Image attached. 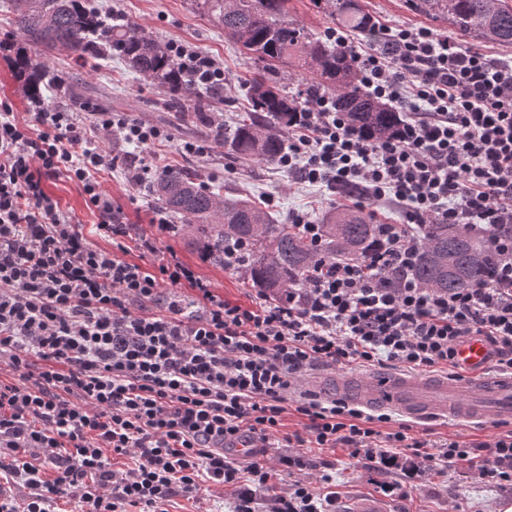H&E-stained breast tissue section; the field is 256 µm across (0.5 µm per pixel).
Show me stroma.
Wrapping results in <instances>:
<instances>
[{
    "label": "stroma",
    "instance_id": "stroma-1",
    "mask_svg": "<svg viewBox=\"0 0 512 512\" xmlns=\"http://www.w3.org/2000/svg\"><path fill=\"white\" fill-rule=\"evenodd\" d=\"M103 11L113 12L146 27L161 43H177L224 65V88L215 105L222 113L226 127H235L248 109L246 82L262 73L264 64L255 56L243 54L237 44L225 36L221 26L193 10L187 0H97ZM363 7L373 19L393 26L421 25L439 34H451L448 22L437 21L410 10L406 0H362ZM288 17L303 25L310 33L324 36L333 27L331 8L327 0H290ZM17 31L9 15L0 7V103L12 108L19 121L31 119L30 101L14 78L11 57L12 43ZM55 73H79L88 86L90 98L108 93L113 111L163 129L166 140L148 146L125 144L101 137L102 149L118 155L119 162L112 172L101 174L99 182L115 205L123 208L133 233L155 237L156 251L140 252L130 249L128 257L147 268H155L170 256L207 280L215 291L232 303L249 305L255 292L248 288L240 273L224 270L202 259L195 243L184 236L171 237L160 232L150 218L156 207L145 187L128 179L129 164L158 156L170 165H187L201 183L223 181L228 193L251 198L259 203H271L272 212L280 221H287L290 212L307 213L310 220L320 222L323 214L342 205L340 194L318 187H297L288 174L273 165L243 162L234 159L224 147L193 119L176 123L163 106V93L155 85L136 78L120 60L104 62L99 69L77 60L73 55L56 50L49 55ZM206 147V154L186 152V145ZM46 192L56 198L61 208L79 222L80 229L91 242L102 249H111L110 239L98 237L93 213L80 183L59 177L47 180ZM512 430L507 423L471 424L443 418L415 421L410 433L431 443L441 444L450 439L482 442ZM308 466L299 476L289 475L282 462L286 451L266 448L256 457L270 475L267 498L287 495L294 479L301 478L318 493L336 500V512H345L349 502L359 498L382 499L390 512H499L503 501L512 502V491L489 485L478 478L467 463L447 467L437 465L414 480L403 482L397 493L384 494L380 485L388 474L365 467L353 458L346 448H306L298 450ZM236 496L233 486H209L203 499L175 498L170 512H233Z\"/></svg>",
    "mask_w": 512,
    "mask_h": 512
}]
</instances>
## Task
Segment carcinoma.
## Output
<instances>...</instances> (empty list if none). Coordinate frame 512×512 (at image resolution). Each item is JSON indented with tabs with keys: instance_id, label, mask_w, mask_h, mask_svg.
Returning a JSON list of instances; mask_svg holds the SVG:
<instances>
[{
	"instance_id": "carcinoma-1",
	"label": "carcinoma",
	"mask_w": 512,
	"mask_h": 512,
	"mask_svg": "<svg viewBox=\"0 0 512 512\" xmlns=\"http://www.w3.org/2000/svg\"><path fill=\"white\" fill-rule=\"evenodd\" d=\"M191 2L222 26L241 50L266 62L265 73L247 81L249 111L233 133L224 137L233 157L268 165L278 162L285 146L281 131L288 129L301 107L268 75L291 63L315 76V83L306 90L307 99L331 97L358 133L371 138L397 133L401 115L362 89L352 57L288 20L289 0ZM327 2L335 20L367 38L375 37L374 23L361 0ZM410 2L421 13L447 20L462 36L512 45V5L507 0ZM7 4L23 37L13 59L14 75L28 98L42 100L45 91L54 88L74 108L90 104L79 80L53 74L43 61L29 54L30 44L45 52L66 49L80 60L115 57L131 73L160 87L169 111L189 109L196 122L218 132L211 117L218 88L194 84L193 74L180 65L175 53L141 25L119 15L110 18L91 0H7ZM147 190L163 209L181 219L177 234L198 243L209 262L224 265L225 242L237 239L247 243L246 284L261 289L273 301L288 298V289L298 287L312 274L318 259L338 254L360 257L377 235V226L363 208H339L322 220L323 241L316 249L292 226L274 223L270 213L255 202L225 196L220 183L200 184L186 166L163 170ZM495 266V256L485 240L448 224H428L412 277L424 288L454 292L489 280Z\"/></svg>"
}]
</instances>
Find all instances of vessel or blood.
Masks as SVG:
<instances>
[{
	"label": "vessel or blood",
	"mask_w": 512,
	"mask_h": 512,
	"mask_svg": "<svg viewBox=\"0 0 512 512\" xmlns=\"http://www.w3.org/2000/svg\"><path fill=\"white\" fill-rule=\"evenodd\" d=\"M485 346L469 342L458 350L461 364L482 371ZM335 397L366 411L391 409L412 420L431 417L486 423L512 416V376L469 381L375 371L340 374Z\"/></svg>",
	"instance_id": "1"
}]
</instances>
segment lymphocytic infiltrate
Returning <instances> with one entry per match:
<instances>
[{
  "instance_id": "f902f5d3",
  "label": "lymphocytic infiltrate",
  "mask_w": 512,
  "mask_h": 512,
  "mask_svg": "<svg viewBox=\"0 0 512 512\" xmlns=\"http://www.w3.org/2000/svg\"><path fill=\"white\" fill-rule=\"evenodd\" d=\"M353 48L343 31L326 36L352 53L367 92L402 115L399 132L359 135L331 98L305 104L278 161L294 184L359 190L361 201L400 209L359 258L321 261L284 302L257 294L231 303L174 259L155 269L94 246L43 183L78 181L98 215L96 229L152 252L132 236L97 173L117 163L105 134L148 145L163 131L112 112L83 122L37 108L33 125L0 113V358L18 382L0 380V512H52L61 494L88 512H169L204 482L240 484L238 512H253L267 474L241 468L225 445L240 438L271 447L288 393L323 364L391 365L461 378L458 349L479 339L495 371L512 374V61L495 60L425 26L379 25ZM81 145L72 153L71 145ZM427 224H455L487 240L496 277L441 293L410 276ZM192 290L162 299L163 286ZM297 444L347 448L378 470L414 478L422 464L464 460L480 478L512 488V432L477 443L451 439L438 453L406 426L382 432L374 415L342 401L301 395ZM135 452L115 475L111 456ZM56 475H43L42 462ZM251 485H241L242 473ZM119 479L117 495L100 490ZM23 484L24 500L10 493Z\"/></svg>"
}]
</instances>
